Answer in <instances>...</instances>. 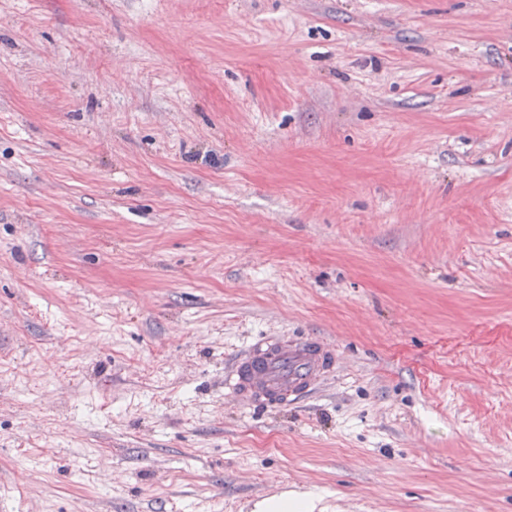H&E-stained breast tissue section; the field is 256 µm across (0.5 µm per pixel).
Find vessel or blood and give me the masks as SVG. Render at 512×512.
<instances>
[{"instance_id":"b4317fda","label":"vessel or blood","mask_w":512,"mask_h":512,"mask_svg":"<svg viewBox=\"0 0 512 512\" xmlns=\"http://www.w3.org/2000/svg\"><path fill=\"white\" fill-rule=\"evenodd\" d=\"M335 350L324 339L260 337L224 371L225 393L259 408L293 405L309 397L336 368Z\"/></svg>"}]
</instances>
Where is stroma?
Listing matches in <instances>:
<instances>
[{
	"label": "stroma",
	"mask_w": 512,
	"mask_h": 512,
	"mask_svg": "<svg viewBox=\"0 0 512 512\" xmlns=\"http://www.w3.org/2000/svg\"><path fill=\"white\" fill-rule=\"evenodd\" d=\"M285 494L512 512V0H0V512ZM335 350L324 339L273 341L262 336L224 370V393L253 407L293 405L309 397L336 368Z\"/></svg>",
	"instance_id": "35a3bbf8"
}]
</instances>
